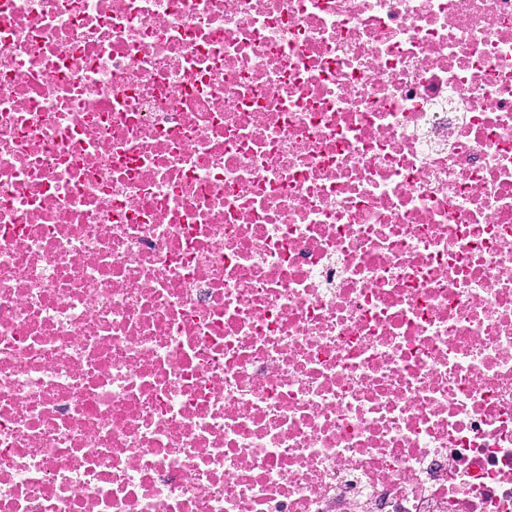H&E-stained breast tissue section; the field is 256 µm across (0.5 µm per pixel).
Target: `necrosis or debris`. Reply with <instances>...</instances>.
I'll return each instance as SVG.
<instances>
[{
    "mask_svg": "<svg viewBox=\"0 0 512 512\" xmlns=\"http://www.w3.org/2000/svg\"><path fill=\"white\" fill-rule=\"evenodd\" d=\"M0 512H512V0H0Z\"/></svg>",
    "mask_w": 512,
    "mask_h": 512,
    "instance_id": "4bbe7bcc",
    "label": "necrosis or debris"
}]
</instances>
